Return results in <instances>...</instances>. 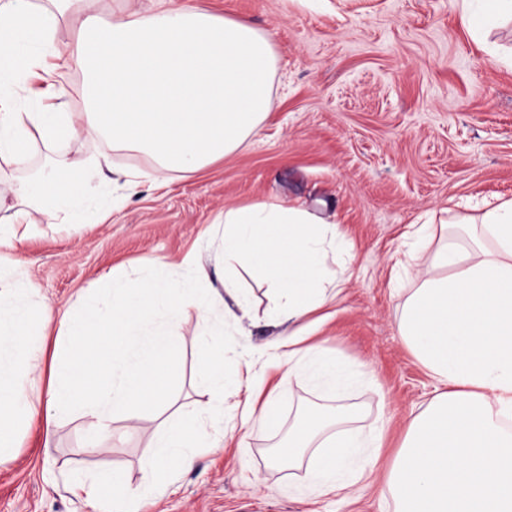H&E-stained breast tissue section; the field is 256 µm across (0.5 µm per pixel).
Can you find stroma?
Returning <instances> with one entry per match:
<instances>
[{
  "label": "stroma",
  "instance_id": "35a3bbf8",
  "mask_svg": "<svg viewBox=\"0 0 512 512\" xmlns=\"http://www.w3.org/2000/svg\"><path fill=\"white\" fill-rule=\"evenodd\" d=\"M209 12L250 24L272 38L276 56L269 111L256 135L235 152L194 174L168 173L156 186L145 154L111 149L100 138L66 144L70 156L110 154L116 167L144 172L123 205L98 224H67L43 210L19 225L18 263L51 307L70 306L81 288L108 274L136 286L146 261L214 257L224 212L252 204L307 209L334 224L348 251L327 266L352 277L324 308L317 342L353 373L338 401L367 429L387 422L384 446L369 486L322 493L310 484L311 455L279 470L266 457L301 410L322 404L310 383L271 367L288 322L270 317L267 286L247 273L241 286L253 314L227 329L223 351L208 347L194 309L174 331L177 360L163 377L172 407L203 408L210 393L196 383L201 367L223 355L226 369L255 362L266 387L281 391V427L254 429L238 445L234 419L251 393L243 380L224 400L216 445L201 449L191 469H172L166 484L147 488L143 462L152 444L156 406L137 407L140 429L126 433L116 419L104 451L79 411L46 433L42 413L17 438L14 460L0 466V512H93L78 483L108 468L124 471L133 490H146L136 512H395L380 489L411 420L438 383L397 331L404 290L420 283L407 252L425 220L469 215L473 205L512 199V20L475 30L463 10L491 9V0H190ZM67 346L56 317L45 324L36 371L41 388L57 378Z\"/></svg>",
  "mask_w": 512,
  "mask_h": 512
}]
</instances>
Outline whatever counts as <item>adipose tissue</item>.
<instances>
[{"label": "adipose tissue", "mask_w": 512, "mask_h": 512, "mask_svg": "<svg viewBox=\"0 0 512 512\" xmlns=\"http://www.w3.org/2000/svg\"><path fill=\"white\" fill-rule=\"evenodd\" d=\"M74 40L56 46L64 22ZM274 52L251 26L202 11L185 0H122L118 17L102 20L90 0H0V159L25 163L37 148L46 163L14 191L18 206L0 214V248L14 247L15 227L31 211L52 207L71 224H96L107 209L93 198L108 184L107 156L76 160L57 142L100 136L118 150L156 163L154 180L170 171L196 172L240 148L269 108ZM75 71L83 105L61 111L58 78ZM465 235L447 224L420 228L427 276L405 301L398 332L446 392L411 422L386 480L398 512H512V199L465 218ZM336 228L306 211L263 205L224 213V292L206 289L209 263L195 258L185 277L145 278L129 288L103 275L83 289L78 309L57 311L71 355L46 393L44 424L53 429L79 406L94 437L114 418H137L136 404H166L162 365L175 355L173 331L195 308L204 337L222 341L226 323H240L251 303L241 272L261 274L274 309L294 324L285 343L292 375L328 397L344 392L348 369L307 344L308 316L327 302L324 254ZM35 284L12 288L0 274V466L11 461L20 423L33 414L37 387L30 371L40 351L31 328L45 313ZM339 411L309 409L288 434V453L331 427L311 479L328 490L355 484L366 470L356 460L382 445L383 429L342 432ZM214 418L182 408L155 417L150 486L171 468L192 467L210 445Z\"/></svg>", "instance_id": "obj_1"}]
</instances>
